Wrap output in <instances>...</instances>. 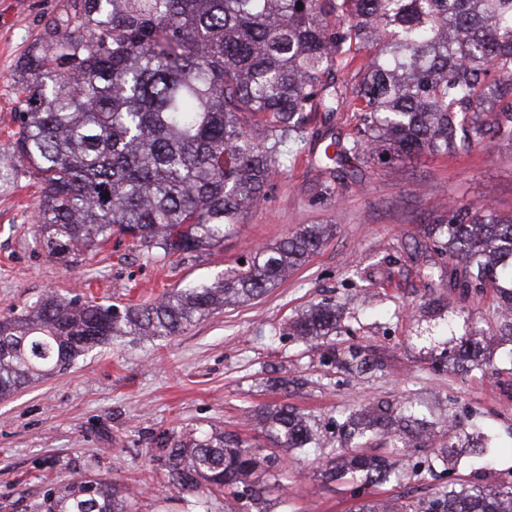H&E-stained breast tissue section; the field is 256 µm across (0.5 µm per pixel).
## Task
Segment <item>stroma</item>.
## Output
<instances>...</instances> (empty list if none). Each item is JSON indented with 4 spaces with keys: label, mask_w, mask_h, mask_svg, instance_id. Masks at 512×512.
<instances>
[{
    "label": "stroma",
    "mask_w": 512,
    "mask_h": 512,
    "mask_svg": "<svg viewBox=\"0 0 512 512\" xmlns=\"http://www.w3.org/2000/svg\"><path fill=\"white\" fill-rule=\"evenodd\" d=\"M62 2L0 0V154L17 128V69ZM354 125L352 114L341 112L330 125H311L304 141L287 143V165L223 247L179 257L114 240L94 260L65 264L36 240L37 181L22 170L0 176V314L50 292L119 307L149 303L223 275L301 225L332 227L322 246L264 296L152 343L113 339L0 399V512H31L49 488L78 476L125 485L135 512H193L201 499L209 512H253L248 500L227 491L175 488L164 461L167 439L218 428L268 453L272 446L254 414L285 403L335 445L344 439L347 410L411 392L453 406L463 424L480 414L495 436L492 464L461 463L453 481L489 488L512 482V346L490 342L493 363L481 368L434 365L440 329L462 336L477 321L504 335L496 302L489 293L464 298L420 277L413 259L432 225L447 223L449 203L512 213V145L377 162L340 198L322 196L320 150ZM325 299L343 307L344 335L308 343L291 336L292 317ZM349 346L381 360L383 370L350 376L337 369L333 352ZM282 376L292 386L269 387ZM284 458V469L267 481L268 512H354L363 500L415 499L437 484L418 476L401 486L361 488L347 478H322L314 454L288 451Z\"/></svg>",
    "instance_id": "stroma-1"
}]
</instances>
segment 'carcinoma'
Here are the masks:
<instances>
[{"label": "carcinoma", "mask_w": 512, "mask_h": 512, "mask_svg": "<svg viewBox=\"0 0 512 512\" xmlns=\"http://www.w3.org/2000/svg\"><path fill=\"white\" fill-rule=\"evenodd\" d=\"M302 9H297V3ZM367 62L351 68L357 55ZM11 157L39 179V243L64 258L96 254L113 236L166 256L219 249L311 120L355 114L353 135L323 149L331 183L349 187L369 163L411 152L453 155L512 143V0H65L17 74ZM495 113L492 122L487 113ZM311 224L257 250L240 268L176 288L150 304L115 305L50 294L0 315V397L71 366L115 336H172L222 306L263 296L304 263L330 232ZM423 277L461 295L493 293L512 330V214L448 206L432 245L417 251ZM336 304L292 321L297 338L333 336ZM484 331L451 348L452 369L480 366ZM363 373L350 347L335 356ZM257 418L275 448L317 452L324 477L367 484L411 478L401 464L423 450L418 472L435 478L467 453L483 460L488 435L453 411L434 415L412 394L349 412L347 439L329 448L302 414L266 405ZM448 443L430 448L435 430ZM173 485L229 489L263 502L282 460L215 429L170 443ZM131 493L107 479H73L32 512H130ZM358 512H512V484L496 491L450 483L399 507Z\"/></svg>", "instance_id": "carcinoma-1"}]
</instances>
